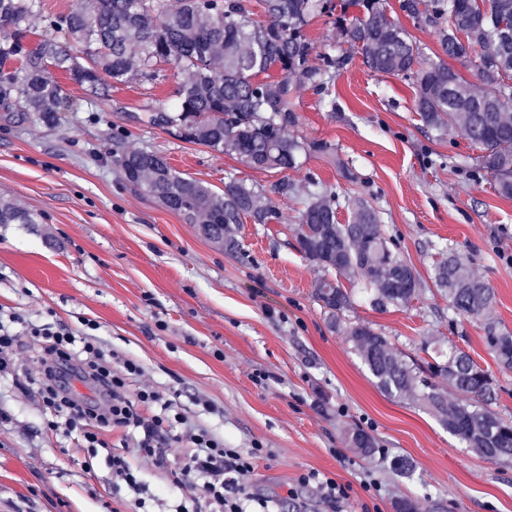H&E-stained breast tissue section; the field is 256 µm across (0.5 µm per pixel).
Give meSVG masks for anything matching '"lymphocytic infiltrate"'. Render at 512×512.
Returning a JSON list of instances; mask_svg holds the SVG:
<instances>
[{
	"label": "lymphocytic infiltrate",
	"instance_id": "lymphocytic-infiltrate-1",
	"mask_svg": "<svg viewBox=\"0 0 512 512\" xmlns=\"http://www.w3.org/2000/svg\"><path fill=\"white\" fill-rule=\"evenodd\" d=\"M97 328L87 318L77 329L61 323L24 326L16 315L0 319V373L12 369L22 336H29L36 371L28 382L52 414L49 430H64L97 449L105 445L101 432L118 429L140 457L160 466L164 445L186 444L188 452L172 482L197 495L176 512H249L244 480L254 469L252 455L226 447L206 429L188 426L176 402L161 400L150 387L130 390V379L143 373L141 365L130 359L114 365L112 352L92 337ZM76 380L90 385L97 400L80 398L72 389Z\"/></svg>",
	"mask_w": 512,
	"mask_h": 512
}]
</instances>
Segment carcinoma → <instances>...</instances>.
Instances as JSON below:
<instances>
[{"instance_id": "cac0c4a2", "label": "carcinoma", "mask_w": 512, "mask_h": 512, "mask_svg": "<svg viewBox=\"0 0 512 512\" xmlns=\"http://www.w3.org/2000/svg\"><path fill=\"white\" fill-rule=\"evenodd\" d=\"M261 2L262 18L252 0H182L175 11L167 0H75L72 10L51 20L43 39L30 45L25 23L37 0H0V108L34 112L57 126L63 113L78 107L59 83L45 77L48 66L104 97L129 73L152 83L161 77L160 64L171 63L187 77L173 105L152 109L150 123L175 130L187 143L235 154L253 169H292L304 150L302 142L285 135L297 122L293 86L307 84L327 94L341 63L332 48L317 50L305 34L308 19L326 13L370 71L411 81L415 111L427 127L458 126L480 149L479 170L492 178L501 197L512 198V41H500L499 29L502 24L512 29V0H399L403 15L433 29L444 55L479 67V90L441 60L421 65L419 47L387 15L384 0ZM75 44L83 45L82 55L74 53ZM315 57L318 66L312 64ZM114 161L128 183L206 230L205 238L226 250L239 247L226 234L231 225L277 219L266 192L234 175L215 191L153 151L117 152ZM36 223L38 217L28 211L0 204V224ZM296 235L302 256L327 272L316 296L332 323L352 304L340 275L360 274L378 309L415 296L413 269L390 248L377 214L364 203L342 224L335 196L314 191L299 214ZM434 279L448 294V308L459 315L479 317L495 299L493 288L451 253L436 264ZM348 333L383 392L417 398L466 447L512 460V424L489 409L496 383L469 355L455 352L429 366L432 376L469 396L467 403L450 405L435 384L417 380L370 325L353 324ZM484 333L497 364L512 371V334L493 321L485 323ZM350 442L364 454L374 448L359 429L352 430Z\"/></svg>"}]
</instances>
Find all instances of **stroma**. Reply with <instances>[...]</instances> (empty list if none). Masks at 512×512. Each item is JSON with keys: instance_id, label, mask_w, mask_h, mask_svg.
Segmentation results:
<instances>
[{"instance_id": "stroma-1", "label": "stroma", "mask_w": 512, "mask_h": 512, "mask_svg": "<svg viewBox=\"0 0 512 512\" xmlns=\"http://www.w3.org/2000/svg\"><path fill=\"white\" fill-rule=\"evenodd\" d=\"M306 34L347 60L331 86L334 110L313 88L296 89L298 122L287 137L332 150L307 152L285 173L150 124V109L172 100L184 78L170 65L165 81L131 76L104 98L51 70L79 103L59 127L0 111V200L39 218L0 224V312L37 325L96 320L99 340L117 359L138 362L140 384L175 400L190 424L227 447L259 448L247 491L272 512H331L316 484L301 481L314 471L350 486L342 512H394L402 499L415 512H460L463 502L468 512H512V461L466 447L418 403L381 391L346 333L369 324L420 376L438 355L467 353L497 381L492 411L512 421V371L499 368L483 330L489 318L512 333V199L479 173L480 151L459 128L423 124L409 80L369 71L327 16L312 15ZM118 149L155 151L217 189L235 175L267 191L285 176L294 191L272 196L278 220L233 226L240 247L230 253L126 183L112 157ZM316 189L335 194L340 223L358 199L377 211L385 238L416 274L409 303L376 310L362 278L345 275L352 305L331 326L315 296L324 272L296 240ZM446 251L494 289L486 317L449 309L434 282ZM34 367L25 348L15 374L0 376V512H129L104 457L47 431L37 391L15 388L14 378ZM354 429L373 438L371 455L351 447ZM183 454L168 448L164 468L139 462L148 512H174L190 499L170 478ZM402 460L412 476L398 471Z\"/></svg>"}]
</instances>
